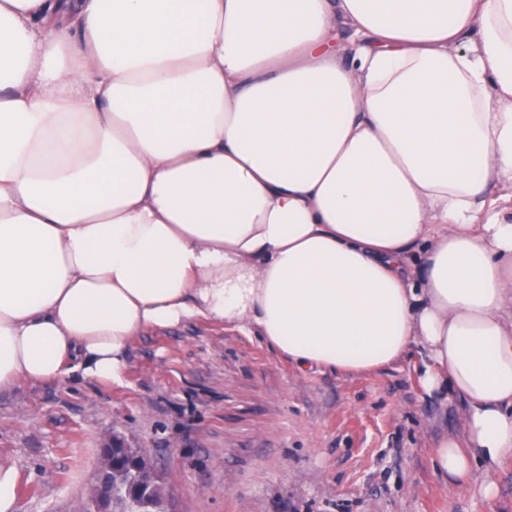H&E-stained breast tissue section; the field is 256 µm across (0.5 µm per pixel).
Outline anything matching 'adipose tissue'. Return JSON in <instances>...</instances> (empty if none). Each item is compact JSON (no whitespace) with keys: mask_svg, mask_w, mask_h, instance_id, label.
Returning <instances> with one entry per match:
<instances>
[{"mask_svg":"<svg viewBox=\"0 0 512 512\" xmlns=\"http://www.w3.org/2000/svg\"><path fill=\"white\" fill-rule=\"evenodd\" d=\"M512 0H0V389L197 319L424 356L512 459Z\"/></svg>","mask_w":512,"mask_h":512,"instance_id":"obj_1","label":"adipose tissue"}]
</instances>
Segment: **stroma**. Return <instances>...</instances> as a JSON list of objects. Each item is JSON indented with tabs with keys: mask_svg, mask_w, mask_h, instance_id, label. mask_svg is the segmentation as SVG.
I'll return each mask as SVG.
<instances>
[{
	"mask_svg": "<svg viewBox=\"0 0 512 512\" xmlns=\"http://www.w3.org/2000/svg\"><path fill=\"white\" fill-rule=\"evenodd\" d=\"M422 367L415 352L361 375L301 371L220 324L158 328L134 339L120 381L0 391V463L17 473L16 512H77L115 434L151 458L175 512H512L511 459L452 491L435 471L462 405L428 392Z\"/></svg>",
	"mask_w": 512,
	"mask_h": 512,
	"instance_id": "stroma-1",
	"label": "stroma"
}]
</instances>
